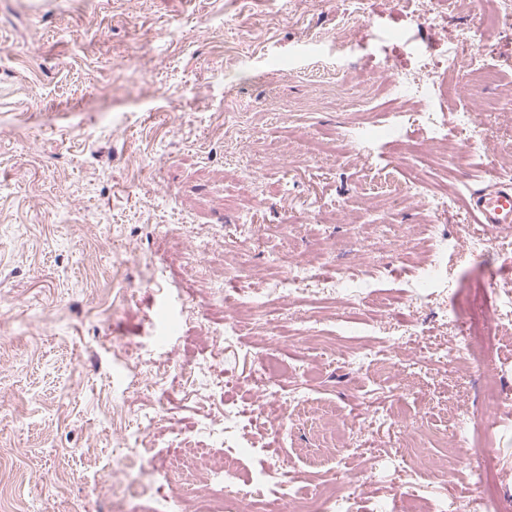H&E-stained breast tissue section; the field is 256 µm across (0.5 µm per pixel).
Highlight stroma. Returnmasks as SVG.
I'll return each instance as SVG.
<instances>
[{
    "mask_svg": "<svg viewBox=\"0 0 512 512\" xmlns=\"http://www.w3.org/2000/svg\"><path fill=\"white\" fill-rule=\"evenodd\" d=\"M433 5V24L418 19ZM489 0H0V481L12 512H195L220 496L209 475L238 460L239 484L281 493L284 478L317 493L364 477L348 512H398L422 496L466 505V473L424 491L428 476L392 457L413 427L474 421L487 456L472 457L501 490L484 512H512V410L478 421L482 381L467 365H425L456 324L483 340L484 369L512 391V323L494 325L475 257L448 253L432 301L408 307L411 267L393 241H425L420 204H375L420 174L453 184L437 215L469 223L468 188L512 162V28L487 30ZM478 54L497 82L454 72L443 119L459 148L471 113L491 142L466 172L401 161L383 145L366 163L358 126L379 119L374 81L447 68ZM251 237L242 276L225 259ZM335 249L314 277L372 265L378 299L348 308L308 302L281 310L268 286L274 260L293 263L315 238ZM139 239V266L115 254ZM266 305L281 331L224 332V297ZM416 362L361 370L358 348ZM284 368L282 397L261 398L266 353ZM344 415L355 451L322 468L307 460L318 429ZM203 459L186 480L183 451Z\"/></svg>",
    "mask_w": 512,
    "mask_h": 512,
    "instance_id": "35a3bbf8",
    "label": "stroma"
}]
</instances>
